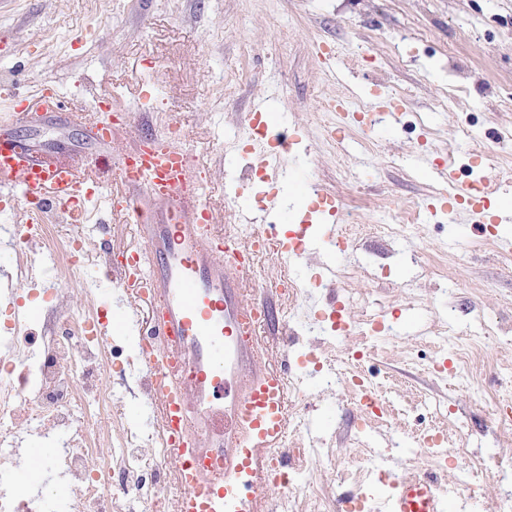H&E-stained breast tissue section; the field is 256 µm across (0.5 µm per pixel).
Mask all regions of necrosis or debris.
<instances>
[{"label": "necrosis or debris", "instance_id": "4bbe7bcc", "mask_svg": "<svg viewBox=\"0 0 512 512\" xmlns=\"http://www.w3.org/2000/svg\"><path fill=\"white\" fill-rule=\"evenodd\" d=\"M109 199L103 193L82 195L76 211H47L38 229L19 238L11 229L0 232V247L26 248L37 264L20 263L0 282V512H46L52 488L64 491L68 512H132L147 503L156 512H169L171 501L159 497L146 475L164 476L168 450L151 435L137 433L119 418L123 400L108 386L112 373L137 378L144 396L152 383L131 355L117 356L115 346H103L96 334L100 316L75 307L63 283L75 262L101 271L108 258L84 247V236L62 234L64 225L79 222L98 231L99 213ZM28 284L42 297L44 318L12 306L17 285ZM314 334L305 354L307 369L288 381V421L296 433L283 447L268 449L261 478L280 490L281 512H366L371 487L386 483L364 433L350 438L345 450L326 447L324 440L305 438L301 403L308 374L319 375L325 386L341 384L361 419L390 428L395 410L385 404L386 387L363 369L373 355L387 357L397 338L392 325L374 318L347 323L340 311L308 317L301 333ZM436 350L451 349L449 371L454 382L472 385L478 365L485 362L486 341L480 335L460 338L441 332L428 342ZM336 348L335 362L321 359L323 348ZM53 445L54 456L32 484H18L15 470L28 440ZM293 459L280 468V456ZM349 485L348 496L337 495L327 476Z\"/></svg>", "mask_w": 512, "mask_h": 512}]
</instances>
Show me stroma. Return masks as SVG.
<instances>
[{
    "label": "stroma",
    "instance_id": "stroma-1",
    "mask_svg": "<svg viewBox=\"0 0 512 512\" xmlns=\"http://www.w3.org/2000/svg\"><path fill=\"white\" fill-rule=\"evenodd\" d=\"M70 0H0V68L13 71L17 93L33 94V82L67 90L69 99L111 96L116 108H134L116 128L124 148L136 146L141 120L156 104L183 129L182 142L204 177V195L223 208V226L238 230L237 204H255L269 185L258 182L225 196L249 166L236 142L247 136L253 101H269L277 122L294 141L276 161L282 205L274 219L289 234L305 216L311 185L335 192L344 203L345 227L356 232L341 265L355 268L337 291L342 315L356 322L362 306L393 324L403 344L373 363V371L398 381L391 400L411 405L410 390L448 405L447 427L455 443L512 460V446L499 444L481 393L443 384L432 372L437 355L419 340L435 317L446 318L455 335L492 329L493 359L485 386L512 382V265L502 263L496 240L467 224L427 219L396 237L377 232L412 207L438 195L443 162L456 159L468 178H484L494 192L488 210L512 199V178L497 167L474 166L484 145L512 160V0H112L95 19L99 46L56 47L59 23ZM378 84L402 102L397 127L343 126L328 101L351 97L366 106L363 87ZM11 102L0 99V133L86 166L101 149L66 110L35 121L11 122ZM448 255V278L435 276L431 254ZM319 254L288 268L263 254L254 266L257 284L278 297L288 278H306L322 262ZM99 297L112 314L115 342L137 346L138 332L125 315L116 281L103 279ZM124 394L125 422L155 431L149 403L132 381L112 378ZM346 388H324L312 379L302 405L305 422H319L318 436L343 449L355 420Z\"/></svg>",
    "mask_w": 512,
    "mask_h": 512
}]
</instances>
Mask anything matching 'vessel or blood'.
Returning a JSON list of instances; mask_svg holds the SVG:
<instances>
[{"mask_svg":"<svg viewBox=\"0 0 512 512\" xmlns=\"http://www.w3.org/2000/svg\"><path fill=\"white\" fill-rule=\"evenodd\" d=\"M69 117L104 142L105 124L83 105L70 106ZM110 167L121 185L141 190V203L119 193L112 203L125 213L138 205L145 209L138 230L155 255L147 261L138 249L128 250L114 269L127 317L144 338L140 360L154 382L153 414L179 489L172 512H265L270 489L256 472L265 449L285 436L295 361L284 348L272 352V360L263 358L279 327L261 319L272 301L248 273L252 244L220 230L209 201L190 212L156 208V198L177 197L187 185L192 160L182 145L167 144L139 169L128 170L121 157ZM83 185L72 164L0 136V196L31 203L26 226L39 222L45 206L74 202ZM448 185L450 194L429 208L433 217L452 224H512V207L487 210L483 183L452 174ZM276 202V194L267 193L265 206H243L237 216L260 223L258 238L267 253L300 263L322 239L305 224L282 236L267 221ZM401 468V461H391L386 512H449L451 503L433 477L406 478Z\"/></svg>","mask_w":512,"mask_h":512,"instance_id":"1","label":"vessel or blood"}]
</instances>
